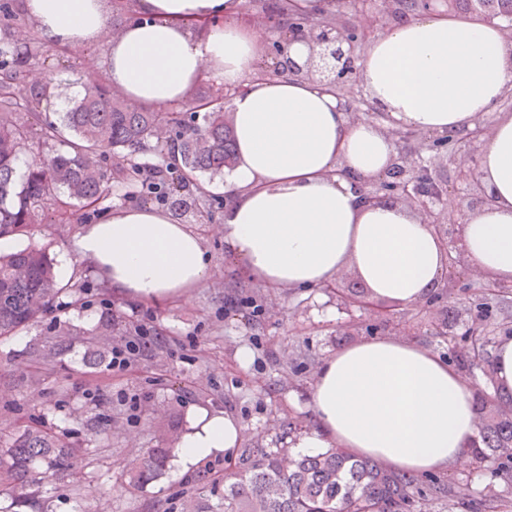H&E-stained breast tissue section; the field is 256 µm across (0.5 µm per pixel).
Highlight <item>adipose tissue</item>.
Instances as JSON below:
<instances>
[{
	"label": "adipose tissue",
	"mask_w": 512,
	"mask_h": 512,
	"mask_svg": "<svg viewBox=\"0 0 512 512\" xmlns=\"http://www.w3.org/2000/svg\"><path fill=\"white\" fill-rule=\"evenodd\" d=\"M239 0H20L44 46L99 41L98 76L129 100L164 108L205 81L237 89L236 164L226 177V252L279 292L313 290L353 272L377 302L410 307L432 296L448 253L422 215L393 201L363 202L358 186L395 156L390 128L472 129L512 88V39L475 17L409 12L377 31L358 63L360 89L326 91L302 76L257 78L264 34L224 23ZM365 90L389 126L352 118ZM477 177L492 205L465 213L463 248L474 278L512 282V114L484 138ZM121 295L189 299L209 277L201 236L171 214L129 203L82 225L73 241ZM314 424L296 446L340 448L397 472L425 476L473 463L480 442L470 377L414 340L370 336L323 357L308 393ZM243 427L199 408L174 449L179 471L211 456L234 460Z\"/></svg>",
	"instance_id": "ef3b65f1"
}]
</instances>
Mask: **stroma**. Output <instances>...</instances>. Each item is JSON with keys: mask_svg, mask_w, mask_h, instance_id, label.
I'll return each mask as SVG.
<instances>
[{"mask_svg": "<svg viewBox=\"0 0 512 512\" xmlns=\"http://www.w3.org/2000/svg\"><path fill=\"white\" fill-rule=\"evenodd\" d=\"M104 53L95 44L62 54L42 49L35 69L51 78L57 97L41 101V115L61 111L65 98L79 93L90 62ZM222 176H202L212 205L171 209L162 199L153 206L172 211L203 238L211 275L187 300L141 302L113 294L100 277L71 251L81 210H51L31 236H17L19 246L37 241L55 266H68L63 283L79 282L80 293L63 295L30 330L0 338V446L8 445L16 427L33 426L67 435L87 449L79 460L82 482L47 480L43 491L48 512H73L86 496L107 512H183L175 493L197 478L166 470L143 489H128V472L143 451L167 447L188 425L193 408L223 410L244 427V440L269 444L283 425L311 426L307 395L323 356L374 334L415 339L447 354L448 343L434 324L445 303L473 306L484 297L472 287L449 284L447 301H423L393 312V325L359 328L341 335L333 291L275 293L252 287L224 254L221 224ZM151 343L122 370L113 368L112 351L141 335ZM65 355H57L59 344ZM251 354L240 368V349ZM139 406H132V399ZM109 418V426L91 419Z\"/></svg>", "mask_w": 512, "mask_h": 512, "instance_id": "35a3bbf8", "label": "stroma"}]
</instances>
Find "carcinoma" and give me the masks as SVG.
<instances>
[{"label":"carcinoma","instance_id":"cac0c4a2","mask_svg":"<svg viewBox=\"0 0 512 512\" xmlns=\"http://www.w3.org/2000/svg\"><path fill=\"white\" fill-rule=\"evenodd\" d=\"M10 55L21 66L35 61V45L6 43L0 56ZM49 94L48 86H35L22 94L12 77H0V237L24 234L40 223L44 211L91 208L108 193L101 162L111 157L114 178L133 181L141 175L136 153L166 132L174 134L173 149L180 157L176 176H155L151 186L160 197H175L179 208L205 202L198 183L203 174L222 175L235 163V133L224 104L209 95L187 100L179 111L136 106L112 88L97 84L69 99L56 120L42 119L30 104ZM39 156L28 172L16 178V162L31 145ZM65 291L78 293L81 286L58 284L53 263L36 243L7 255L0 254V337L14 335L33 325ZM487 298L475 302V318L461 333V344L450 359L459 368L479 369L485 383L492 382L486 369L490 361L491 333L499 329L512 335V317ZM457 315L443 312L438 334L452 342ZM480 444L475 455L490 464L491 473L512 490V396L478 394ZM77 449L46 429H24L10 446L0 450V495L10 500L0 512H46L39 484L46 477L71 475ZM172 448H149L129 471L130 487L138 490L165 470ZM234 472L203 470L200 487L178 491L190 512H417L431 495L448 505V512H484L495 492L474 496L467 484H445L433 478L400 474L373 459H354L339 448L301 455L288 470L276 455L258 444L239 449Z\"/></svg>","mask_w":512,"mask_h":512}]
</instances>
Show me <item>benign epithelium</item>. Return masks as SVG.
I'll list each match as a JSON object with an SVG mask.
<instances>
[{
  "instance_id": "1",
  "label": "benign epithelium",
  "mask_w": 512,
  "mask_h": 512,
  "mask_svg": "<svg viewBox=\"0 0 512 512\" xmlns=\"http://www.w3.org/2000/svg\"><path fill=\"white\" fill-rule=\"evenodd\" d=\"M355 4L357 22L352 26L338 23L331 28L319 29L290 23L284 27L268 17L264 18L266 28L278 30L279 39L273 44L275 65L258 69L256 76L263 78L288 72L303 75L329 89L344 81L357 82V49L387 25L396 0H355ZM295 40H303L311 45L312 53L302 64L289 61L285 69L281 65V57L285 56L287 47ZM492 123L490 115H483L477 119L473 129L453 138L396 131L395 163L401 168L398 182L390 186L381 177L361 188V196L369 202L384 200L388 198L387 192H393L395 201L417 210L433 226L442 245L448 250V278L453 281L459 272L468 269L469 262L462 247L465 221L457 218L450 222L448 215L460 214L466 208L478 209L493 202L492 196L475 180L482 138ZM447 156L455 169L454 180L448 184L436 180L432 175L436 162ZM336 309L350 317L356 311L367 312L373 319L379 314L382 323L392 316L389 306L369 300L348 308L338 304Z\"/></svg>"
}]
</instances>
